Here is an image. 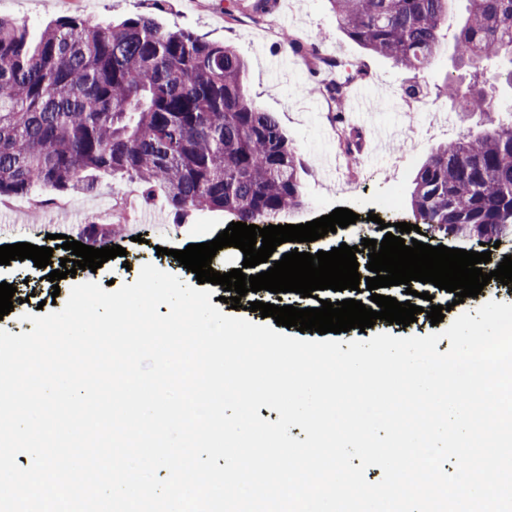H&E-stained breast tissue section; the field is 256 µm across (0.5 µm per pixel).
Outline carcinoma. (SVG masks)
I'll use <instances>...</instances> for the list:
<instances>
[{"label": "carcinoma", "mask_w": 512, "mask_h": 512, "mask_svg": "<svg viewBox=\"0 0 512 512\" xmlns=\"http://www.w3.org/2000/svg\"><path fill=\"white\" fill-rule=\"evenodd\" d=\"M368 53L417 70L452 37L469 82L446 78L452 104L484 113L492 80L512 88V0H327ZM277 0H249L255 17ZM234 50L146 14L117 25L65 17L35 40L0 17V199L87 191L121 174L165 189L176 210H224L242 222L305 205L295 151L279 121L250 97ZM509 119L432 151L420 164L413 212L429 232L512 242Z\"/></svg>", "instance_id": "1"}]
</instances>
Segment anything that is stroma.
Returning a JSON list of instances; mask_svg holds the SVG:
<instances>
[{"label": "stroma", "mask_w": 512, "mask_h": 512, "mask_svg": "<svg viewBox=\"0 0 512 512\" xmlns=\"http://www.w3.org/2000/svg\"><path fill=\"white\" fill-rule=\"evenodd\" d=\"M225 0H0V16L27 24L31 36H38L47 25L63 16H95L97 23L118 22L137 13L152 16L162 29L189 30L206 39L231 46L248 65L247 89L266 111L278 118L292 140L300 171L303 208L276 216L279 224H304L336 208L355 212L354 226L332 236L311 242L310 250L329 249L346 243L359 244L361 235L373 227L369 214L375 213L387 223H415L410 199L419 164L432 148L465 135L476 136L488 128L486 115L461 116L448 106L441 87L447 76L468 81L470 70L458 65L450 41H443L439 57L417 71L397 67L392 60L369 54L348 39L339 28L328 0H278L274 12L256 21L244 12L227 16ZM298 38L323 57L365 64L369 79L357 90L371 95L375 109L358 124L365 142L368 163L359 178H352L349 161L336 145L337 124L332 103L320 87L335 80V73L306 63L291 47L290 38ZM417 94H403L408 85ZM446 104L443 112L430 111L429 102ZM42 223L67 215V234L81 240L85 220L125 225L126 236L107 238V245H118L127 254L105 262L91 271L78 270L75 276L51 284L50 270L59 269L68 252L61 240H54L50 268H37L27 260L0 265V282L16 288L14 313L0 319V329L18 334L31 331L25 314L43 308L54 312L64 307L73 285L115 281L124 285L135 281L144 264L178 276L183 282L195 280L170 250H182L191 244L209 241L225 230L233 215L221 210L177 212L170 208L162 187L146 190L141 184L118 176L105 177L94 189L72 193L39 204L32 199L0 202V224H18V233L0 235V246L28 242L43 245L44 239L25 231L33 214ZM437 304H451L444 324H451L464 312H475L485 302L512 303V283L491 280L478 297L454 304L452 293L435 290Z\"/></svg>", "instance_id": "35a3bbf8"}]
</instances>
